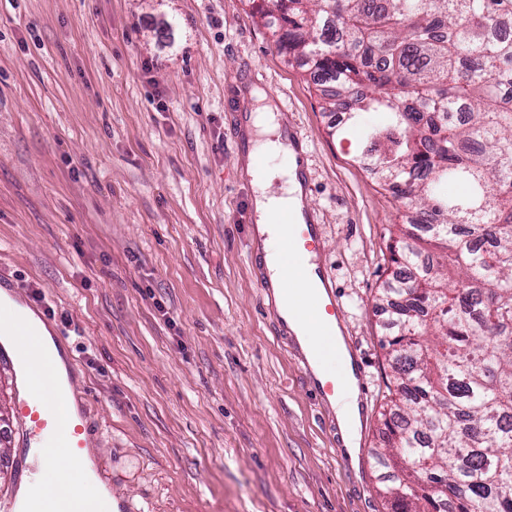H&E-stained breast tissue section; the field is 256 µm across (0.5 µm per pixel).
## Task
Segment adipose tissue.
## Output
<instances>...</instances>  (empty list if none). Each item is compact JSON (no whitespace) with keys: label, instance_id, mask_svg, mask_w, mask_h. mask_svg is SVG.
I'll return each mask as SVG.
<instances>
[{"label":"adipose tissue","instance_id":"adipose-tissue-1","mask_svg":"<svg viewBox=\"0 0 512 512\" xmlns=\"http://www.w3.org/2000/svg\"><path fill=\"white\" fill-rule=\"evenodd\" d=\"M250 126L255 135L254 149L265 154H278L288 151L289 145L283 134L277 116V108L272 101H265L250 116ZM248 175L255 187L253 207L256 214V237L262 246L275 304L287 328L293 333L305 356H312L316 334L321 328H328L336 342V352L340 362H351L352 356L345 344L339 323L330 321L322 307L328 295L322 278L314 269L308 268L298 274L286 271L282 257L272 243L273 237L286 236L287 230L281 226V215H290L293 221L306 220L304 180L299 165H290L280 171L281 191L269 193V174L259 170H249ZM0 306L7 309L12 319L0 324V342L9 346L16 354L21 373L36 371L50 395L47 399L53 407L60 426H68L76 413V405L68 385V367L51 330L28 307L14 300L8 291H0ZM29 331L36 335L47 366L32 367L18 346V333ZM330 404L336 413L345 449L349 457H356L359 451V427L361 424V403L359 401L358 380L349 377ZM41 469L23 481L18 491L19 505L28 512L29 508L41 500L54 499L61 505V512H101L111 506L112 497L94 474L89 459H81L78 464L69 461L70 451L66 448L51 450L39 449ZM80 472L83 482L90 487L84 502L74 503L68 498V489L73 472Z\"/></svg>","mask_w":512,"mask_h":512}]
</instances>
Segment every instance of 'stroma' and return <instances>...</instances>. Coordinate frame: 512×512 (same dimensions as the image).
Here are the masks:
<instances>
[{
	"label": "stroma",
	"instance_id": "obj_1",
	"mask_svg": "<svg viewBox=\"0 0 512 512\" xmlns=\"http://www.w3.org/2000/svg\"><path fill=\"white\" fill-rule=\"evenodd\" d=\"M252 0H0V273L45 307L132 512H386L374 454L390 369L376 297L404 210L332 136ZM260 91L304 138L319 265L363 363L361 455L265 313L236 142ZM15 366L0 462L26 474Z\"/></svg>",
	"mask_w": 512,
	"mask_h": 512
}]
</instances>
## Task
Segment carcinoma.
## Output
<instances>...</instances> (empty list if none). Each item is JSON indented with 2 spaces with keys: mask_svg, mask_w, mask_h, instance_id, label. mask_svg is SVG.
Segmentation results:
<instances>
[{
  "mask_svg": "<svg viewBox=\"0 0 512 512\" xmlns=\"http://www.w3.org/2000/svg\"><path fill=\"white\" fill-rule=\"evenodd\" d=\"M267 2L264 26L335 88L328 109L347 99L336 133H358L407 211L378 297L391 512H512V0Z\"/></svg>",
  "mask_w": 512,
  "mask_h": 512,
  "instance_id": "cac0c4a2",
  "label": "carcinoma"
}]
</instances>
